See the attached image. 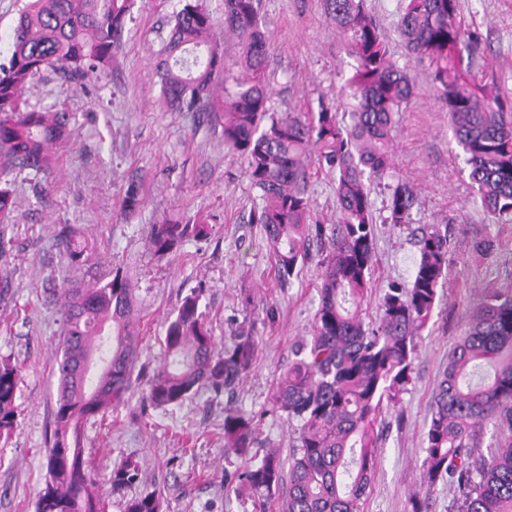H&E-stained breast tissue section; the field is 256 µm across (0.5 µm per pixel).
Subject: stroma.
Segmentation results:
<instances>
[{"label": "stroma", "instance_id": "stroma-1", "mask_svg": "<svg viewBox=\"0 0 512 512\" xmlns=\"http://www.w3.org/2000/svg\"><path fill=\"white\" fill-rule=\"evenodd\" d=\"M184 0H134L131 18L111 63L73 83L44 73L29 87L30 103L54 107L70 118L73 136L57 149L47 180L15 174L18 206L8 217L10 242L0 255V357L21 370L17 426L0 446V512H35L44 486V451L53 430L57 398L55 354L62 314L49 289L78 281L110 280L122 269L133 288L140 328V361L155 366L165 321L192 289H202L200 309L217 342L253 332L260 343L253 368L233 395L203 392L175 410L144 407L141 388L104 422L88 423L84 456L94 467L108 512H122L133 492L160 489L162 512H253L249 495L224 497V412L239 408L257 424L258 453L277 449L288 459L298 443L297 422L277 412L272 398L294 348L312 334L320 302L324 253L312 245L288 286L275 276V259L261 225L249 214L260 203L245 163L224 147L215 119L169 108L160 96L156 65ZM403 0H366L397 65L414 83L392 146V167L371 185L376 224L375 264L365 304L374 320L380 298L393 284L412 279L422 232L448 238V277L437 308L415 340L413 374L398 397L384 403L376 470L364 512H457V486L423 481L424 435L433 395L451 353L467 331L485 289H512V224L493 223L468 179L448 111L438 100L427 66L412 59L397 32ZM463 22L482 37L474 61L478 77L512 98V0H460ZM270 50L265 78L276 111L296 115L319 101H341L355 58L332 24L324 0H260ZM313 217L336 221L331 177L309 169ZM409 183L417 202L407 224L386 223L390 190ZM140 203L126 213L129 186ZM203 221L207 239L184 242L165 257L148 246V225L163 220ZM71 224L86 247L85 263L68 265L55 235ZM493 240L487 253L477 246ZM134 457L141 480L113 490V465Z\"/></svg>", "mask_w": 512, "mask_h": 512}]
</instances>
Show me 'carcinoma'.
Here are the masks:
<instances>
[{"instance_id": "obj_1", "label": "carcinoma", "mask_w": 512, "mask_h": 512, "mask_svg": "<svg viewBox=\"0 0 512 512\" xmlns=\"http://www.w3.org/2000/svg\"><path fill=\"white\" fill-rule=\"evenodd\" d=\"M364 2L325 0L327 17L350 41L356 59L345 80L348 123L324 101L302 117L273 111L258 0H224L222 23L203 0H185L159 64L161 95L171 107L199 116L220 113L224 147L244 160L246 177L259 193L261 205L250 222L263 225L279 282L297 275L310 239L328 241L312 336L297 349L274 393L277 409L300 426L289 468L274 451L250 454L253 416L224 413V493L248 491L258 512L282 496L284 512H363L376 465L374 424L383 402L410 382L414 339L433 316L448 272L446 238L423 234L410 284L389 288L375 322L364 321L375 256L367 182L382 178L391 166L396 116L413 94ZM132 5L133 0H108L100 13L95 0H30L20 14L7 61L0 63L1 216L17 207L9 174H47L55 163L54 146L71 134L67 113L31 105L23 91L43 71L80 82L106 66L122 41ZM459 15V0H405L397 26L407 51L431 70L482 207L495 223L511 224L512 99L457 65L459 47L478 48V37L462 26ZM221 29L241 47L230 74ZM227 80L231 90L220 99L215 88ZM312 159L335 184L339 212L329 236L325 225L312 223L307 194ZM415 199L411 186L397 184L386 221L409 223ZM208 235L203 221H165L149 226L148 242L154 253L166 255ZM57 240L69 265L82 262L84 247L70 226L59 229ZM60 299L64 319L55 356L54 430L36 512H106L84 458L82 434L88 420L105 417L141 379L131 282L117 268L111 280L63 289ZM200 299L201 291H191L166 323L162 362L143 390L144 401L154 408L179 407L204 388L230 391L252 368L257 337L247 332L230 346H218L199 311ZM91 353L111 358V364L100 370L96 383L85 379L77 387L67 368ZM18 382V367L1 358L0 440L16 427ZM486 421L512 433V289L485 293L448 359L433 396L423 472L428 484L442 480L462 490V512H512V445L480 464L471 461L474 432ZM139 478V464L125 459L113 467L110 482L119 491ZM161 508L154 489L127 501L124 512Z\"/></svg>"}]
</instances>
